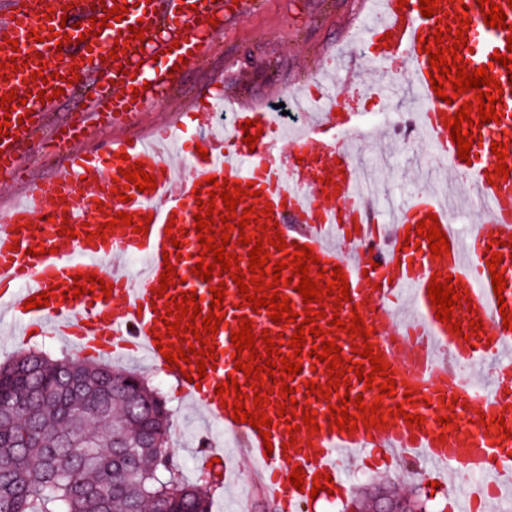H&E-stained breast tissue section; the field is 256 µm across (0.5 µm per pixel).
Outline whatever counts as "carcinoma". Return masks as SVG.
Wrapping results in <instances>:
<instances>
[{"mask_svg": "<svg viewBox=\"0 0 512 512\" xmlns=\"http://www.w3.org/2000/svg\"><path fill=\"white\" fill-rule=\"evenodd\" d=\"M73 374L82 390L63 394ZM156 392L133 371L62 356H19L0 366V512H129L165 500L211 512L204 489L155 457L169 447L172 413L149 420L133 403Z\"/></svg>", "mask_w": 512, "mask_h": 512, "instance_id": "cac0c4a2", "label": "carcinoma"}]
</instances>
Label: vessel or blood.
Returning <instances> with one entry per match:
<instances>
[{
	"label": "vessel or blood",
	"instance_id": "obj_1",
	"mask_svg": "<svg viewBox=\"0 0 512 512\" xmlns=\"http://www.w3.org/2000/svg\"><path fill=\"white\" fill-rule=\"evenodd\" d=\"M494 2L504 8L506 28L485 24L479 0H438L432 17L422 16L420 0H407L403 8L397 0H379V22L361 30L372 60L409 62L410 90L422 103V136L437 156L466 179L472 198L482 203L476 211L479 227L464 239L450 230L452 213L447 203L427 191L410 199L390 229L373 221L361 193L359 168L346 147L347 141L368 138L371 132L361 125L358 113H340L332 105L312 114L302 131L287 141L279 123L267 113L239 110L229 129L218 132L214 111L188 106L184 122L197 125L208 155L191 156L177 169L166 158L176 138L167 129L152 141L132 146L112 143L95 156L76 151L89 125L121 124L142 112L148 102L168 97L175 64L184 57L192 63L200 60L201 34L210 18L223 11V0H10L8 10L0 15V63L15 61L25 69L8 75V87L16 90L22 102L11 113L8 135H0V176L23 184L26 198L0 211V308L10 312L17 337L48 333L76 343L84 353L140 355L177 377L182 397L234 436L252 460L263 494L281 512H306L309 490L318 474L331 475L333 493H343L345 465L371 453L413 461L438 473L451 467L485 470L493 476V486L474 489L460 512H493L495 490H512V436L502 435L506 429L512 433V330L504 327L502 316L503 311H512V177L491 175L497 162L493 143H505L512 154V76L493 58L494 52L507 50L512 0ZM117 5L122 8L119 20L110 22L99 36H91V17H103ZM460 11L471 20L467 44L459 50L467 68H486L503 90L502 101L495 106L497 121L473 130L475 142L468 162L460 160L444 125L460 104L435 95L428 78L429 55L421 47L422 40L435 34L439 19L458 27ZM139 23L153 32L166 28L170 37L152 50H143L129 34L130 27ZM59 26L70 36L60 46L49 38L51 28ZM33 30L41 33V41L30 38ZM118 41L130 42L131 47L115 59L110 52ZM74 70L83 76L106 71L110 79L98 87L87 108L59 120L55 114L62 101L53 91L60 88L73 95L76 87L66 77ZM138 88L143 96H135ZM44 128L49 131L45 148L65 155L67 165L31 178L21 164L22 150ZM248 133L258 138L255 148L244 142ZM139 162L154 176L155 188L141 192L121 179V170ZM210 176L253 187V195L245 196L240 205L272 208L278 227L267 230V237L278 234L285 242L311 246L321 268H341L351 301L340 308L330 295L304 305L302 295L285 282L292 274L288 268L282 270L283 281L277 289L291 299L294 312L324 310V317L316 321L322 328L327 327L326 315L332 311L344 322L355 313L363 316L371 337H353L341 330L335 333V342L345 366L351 368L360 359V345L372 344L374 354L394 371V396L379 397L377 390L366 389L354 375L349 378L350 392L332 393L327 400L319 393H308L306 382L324 386L329 376L326 364L304 353L299 358L302 371L290 386L299 406L315 412L317 430L289 435L287 428L294 420L278 416L282 398L277 391L268 395L265 408L272 420V451H265L259 430L234 421L232 407L223 406L215 388L233 378L247 393L252 381L235 368L232 331L244 317L252 320L257 336L266 331L288 338L296 326L274 323L266 308L252 309L230 274L208 281L194 275L201 252L194 216L198 202L210 200L211 187L206 183ZM122 192L129 193V201L119 200ZM121 211L136 221L149 217L148 234L114 224ZM431 213L450 242L448 253L439 259L412 231ZM65 225L77 228V236L63 234ZM102 225L107 231L101 236L97 230ZM378 232L383 235L385 256L383 266L376 268L367 245ZM493 241L500 245L507 277L499 296L487 267L492 258L488 245ZM38 245L45 247V254L29 255V248ZM167 255L175 259L178 282L159 297L154 289ZM128 256L143 261L137 276L112 267L113 260ZM438 272L451 275L457 292H468V300L458 301L453 317L465 324L483 321L477 336L464 339L437 319L428 286ZM80 273H94L111 283V295L97 289L68 301L57 296V288L72 287ZM221 283L227 289L224 319L215 336L217 366L193 384L156 346L157 338L165 337L171 348H178L192 342V333L181 338L169 335L167 326L155 325L154 320L167 316L166 304L172 297L189 291L196 292L201 310H208L211 289ZM44 292L50 297L47 306L25 309L26 299ZM348 394L362 395L367 404L380 402L385 410L402 406L404 413L388 418L383 427L338 432L329 424V409L341 406ZM453 398L459 404L454 408L453 427L446 429L433 417L442 412L443 400ZM409 414L423 417V424H407ZM484 416L498 418L499 423L488 435L474 437L472 430ZM298 465L305 471L299 489L288 481Z\"/></svg>",
	"mask_w": 512,
	"mask_h": 512
}]
</instances>
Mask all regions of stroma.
<instances>
[{"mask_svg":"<svg viewBox=\"0 0 512 512\" xmlns=\"http://www.w3.org/2000/svg\"><path fill=\"white\" fill-rule=\"evenodd\" d=\"M369 8V0H259L250 15L222 19L206 32L205 60L186 69L169 101L147 105L131 123L91 127L85 145L92 148L115 138L148 136L156 125L176 123L179 104L194 99L250 104L276 118L280 115L278 106L287 102L289 91L320 72L327 73L332 98L340 102L342 111L375 107L376 100L366 95V88L382 80L384 73L405 69L406 64L397 61L385 71L360 66L357 56L363 48L352 40L351 33ZM352 151L383 194L420 190V171L435 166L431 148L416 137L396 141L392 153L385 157L379 156L372 140L353 143ZM27 352L65 355L76 361L82 358L64 341L41 334L0 345V363ZM108 363L116 370L140 373L172 411L173 467L187 482L207 488L211 512H236L242 497L250 499L251 512H278L261 494L260 480L239 453L234 438L187 405L173 377L136 356H115ZM210 441L221 445L223 466L203 464ZM345 478L346 493L337 498L323 497L316 512H344L351 501L363 499L378 485L401 497L420 499L426 512H450L446 491L435 487V475L421 468L410 470L398 463L384 468L367 461L346 469Z\"/></svg>","mask_w":512,"mask_h":512,"instance_id":"obj_1","label":"stroma"}]
</instances>
